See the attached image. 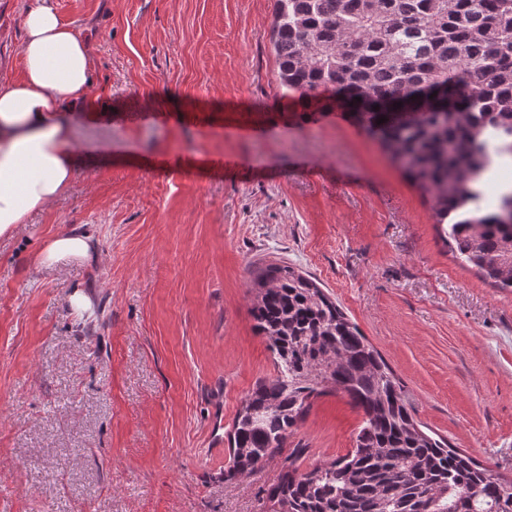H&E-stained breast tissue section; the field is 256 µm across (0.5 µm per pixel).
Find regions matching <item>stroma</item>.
I'll use <instances>...</instances> for the list:
<instances>
[{
  "instance_id": "obj_1",
  "label": "stroma",
  "mask_w": 512,
  "mask_h": 512,
  "mask_svg": "<svg viewBox=\"0 0 512 512\" xmlns=\"http://www.w3.org/2000/svg\"><path fill=\"white\" fill-rule=\"evenodd\" d=\"M274 3L53 0L90 46L93 108L67 192L0 239V512H262L282 458L224 470L242 400L277 373L250 313L271 263L336 301L425 431L512 477V290L452 254L348 114L281 100ZM26 4L0 0V83L22 73ZM73 230L93 256L40 266ZM361 421L313 397L283 450L309 470Z\"/></svg>"
}]
</instances>
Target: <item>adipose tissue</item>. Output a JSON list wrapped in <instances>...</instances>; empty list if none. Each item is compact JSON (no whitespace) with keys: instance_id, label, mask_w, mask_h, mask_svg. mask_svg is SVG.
Segmentation results:
<instances>
[{"instance_id":"obj_1","label":"adipose tissue","mask_w":512,"mask_h":512,"mask_svg":"<svg viewBox=\"0 0 512 512\" xmlns=\"http://www.w3.org/2000/svg\"><path fill=\"white\" fill-rule=\"evenodd\" d=\"M23 74L0 84V238L67 191L74 175L66 113L90 104L93 58L86 39L53 6L31 0L23 15ZM84 231L54 236L38 257L46 268L89 259Z\"/></svg>"}]
</instances>
